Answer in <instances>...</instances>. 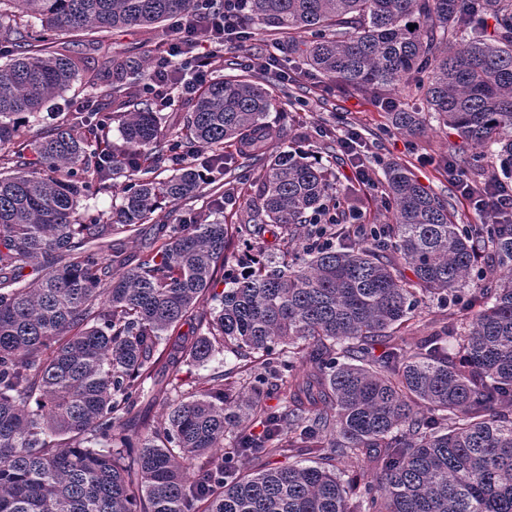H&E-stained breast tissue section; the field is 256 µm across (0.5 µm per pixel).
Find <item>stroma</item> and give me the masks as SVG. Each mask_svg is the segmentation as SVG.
Returning a JSON list of instances; mask_svg holds the SVG:
<instances>
[{
	"instance_id": "stroma-1",
	"label": "stroma",
	"mask_w": 512,
	"mask_h": 512,
	"mask_svg": "<svg viewBox=\"0 0 512 512\" xmlns=\"http://www.w3.org/2000/svg\"><path fill=\"white\" fill-rule=\"evenodd\" d=\"M250 37L223 47L212 64L214 77L241 76L257 79L253 62L258 56L276 55L287 62L288 77L272 81L270 91L274 106L268 114L270 122L282 128L279 141L269 143L266 152L274 155L288 147L320 152L323 162L336 174V185L350 191L351 201L361 211L365 224H388L391 212L382 203L384 168L391 163L407 167L426 186L440 193L449 202L455 223L475 224L479 218L467 201L460 197L448 176V149L470 153V146L436 119H428L423 131L411 138L397 133L388 117L389 106L407 107L418 97L413 85L405 84L392 91L388 103L345 90L335 81L323 77L308 66L288 57V38L275 35L259 25H249ZM166 27L146 33L136 27L114 30L106 35L107 43L116 49L132 51L145 63H152L163 48ZM108 112L109 101L93 96L81 83H74L66 97L51 101L37 122L26 128V136L44 132L67 118L76 109ZM359 134L352 153H343L332 145L330 136H341L347 130ZM364 164L374 180L363 185L355 177L357 164ZM199 204L195 201L168 206L157 212L152 223L142 225L133 234L123 233L119 242L127 254L135 255L148 246L153 224H189Z\"/></svg>"
}]
</instances>
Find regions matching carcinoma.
Instances as JSON below:
<instances>
[{"label":"carcinoma","mask_w":512,"mask_h":512,"mask_svg":"<svg viewBox=\"0 0 512 512\" xmlns=\"http://www.w3.org/2000/svg\"><path fill=\"white\" fill-rule=\"evenodd\" d=\"M199 7L0 0L12 35L0 52V512H512V224H456L447 199L391 164L393 221L362 233L321 160L293 147L266 158L280 131L262 83L211 81L167 140L138 91L142 61L101 38L59 39L149 32ZM247 17L311 33L288 51L353 92L414 83L475 149L451 162L483 172L495 157L494 182L512 193V0H248ZM77 80L119 111L22 138ZM424 116L389 113L411 136ZM199 154L224 169V193L257 172L238 223L214 189L194 223L161 225L136 259L109 241L164 202L202 197L213 180ZM119 178L112 213L83 218L78 196ZM283 231L278 264L230 265L237 244ZM487 248L495 265L479 273ZM432 296L452 313L408 341ZM187 322L192 335L170 341ZM223 351L237 366L200 388L163 378ZM145 398L166 418L144 433ZM287 456L317 465L277 462ZM367 458L377 473L345 485L336 463Z\"/></svg>","instance_id":"cac0c4a2"}]
</instances>
